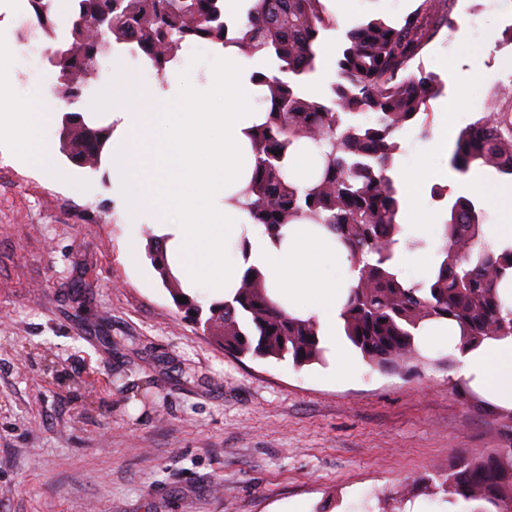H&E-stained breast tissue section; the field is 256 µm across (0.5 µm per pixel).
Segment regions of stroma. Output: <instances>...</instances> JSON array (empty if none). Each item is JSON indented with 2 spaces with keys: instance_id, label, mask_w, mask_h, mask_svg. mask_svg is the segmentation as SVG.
<instances>
[{
  "instance_id": "stroma-1",
  "label": "stroma",
  "mask_w": 512,
  "mask_h": 512,
  "mask_svg": "<svg viewBox=\"0 0 512 512\" xmlns=\"http://www.w3.org/2000/svg\"><path fill=\"white\" fill-rule=\"evenodd\" d=\"M28 0H0V50L18 103L53 94L43 39L21 41ZM421 63L445 83L423 118L460 131L512 104L486 42L512 15L462 0ZM59 103L36 143L57 169L0 135V512H362L380 491L512 440V419L474 394L445 353L413 369L359 363L332 377L334 349L302 369L235 357L184 318L149 257L125 260L129 220L109 162L61 153ZM401 169L448 176L418 126L397 135Z\"/></svg>"
}]
</instances>
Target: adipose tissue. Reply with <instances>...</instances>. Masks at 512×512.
I'll return each mask as SVG.
<instances>
[{"mask_svg": "<svg viewBox=\"0 0 512 512\" xmlns=\"http://www.w3.org/2000/svg\"><path fill=\"white\" fill-rule=\"evenodd\" d=\"M216 62L206 71L207 97L191 76L171 81L163 96L158 81L138 75L122 60L112 63V178L132 221L152 224L166 240L172 273L184 288L208 289L231 299L246 270L257 269L270 297L286 311L313 318L319 333L336 346L339 375L355 370L338 345L340 313L358 273L334 234L317 224L297 222L273 242L256 230L238 194L250 182L256 158L248 137L265 114L257 103L255 73L266 71L263 54L215 46ZM8 57L0 58V125L26 138L49 120L56 103L13 104ZM165 99L164 111L152 102ZM462 193L493 201L498 221L483 227L493 247L512 244V184H487L479 173L460 182ZM459 364L465 384L500 410H512V336L465 346L455 322L430 323L418 334Z\"/></svg>", "mask_w": 512, "mask_h": 512, "instance_id": "adipose-tissue-1", "label": "adipose tissue"}]
</instances>
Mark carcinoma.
Wrapping results in <instances>:
<instances>
[{
    "label": "carcinoma",
    "mask_w": 512,
    "mask_h": 512,
    "mask_svg": "<svg viewBox=\"0 0 512 512\" xmlns=\"http://www.w3.org/2000/svg\"><path fill=\"white\" fill-rule=\"evenodd\" d=\"M26 37L51 39L54 0H29ZM71 0L72 22L63 43L45 49L59 70V85L73 99L95 81L101 59L127 46L147 60L158 77L176 60L182 44L234 45L263 53L278 74L253 75L266 106L265 120L251 134L256 166L245 191L252 224L277 242L296 221L320 224L347 250L358 282L342 308V335L372 368L397 371L424 361L418 330L434 321H453L462 344L512 336V311L503 312L499 285L512 274V245L495 250L482 236L486 214L478 200L451 197L433 185L431 195L446 203L442 243L431 275L407 280L397 264L401 248L425 245L405 235L397 221L404 207L393 177L400 152L396 133L416 120L444 90L441 78L415 65L445 27L453 24L457 0H422L399 20L366 18L345 33L337 50L338 80L328 96H300L298 83L317 71L323 32L336 28L323 0H250L246 20L227 24L224 0ZM102 33L108 48L91 56L84 33ZM112 126L65 113L62 150L74 164L100 166ZM311 143L320 157L304 187L288 174L296 146ZM466 174L474 166L512 177V108L491 107L463 129L450 159ZM148 256L176 306L236 357L274 358L302 368L325 360L315 320L288 314L274 302L261 274L251 268L232 300L213 303L209 315L192 298L182 303L166 250L151 237ZM423 494L470 512H512V445L481 456H461L446 472H435L423 493L382 492L367 500L365 512H406Z\"/></svg>",
    "instance_id": "1"
}]
</instances>
